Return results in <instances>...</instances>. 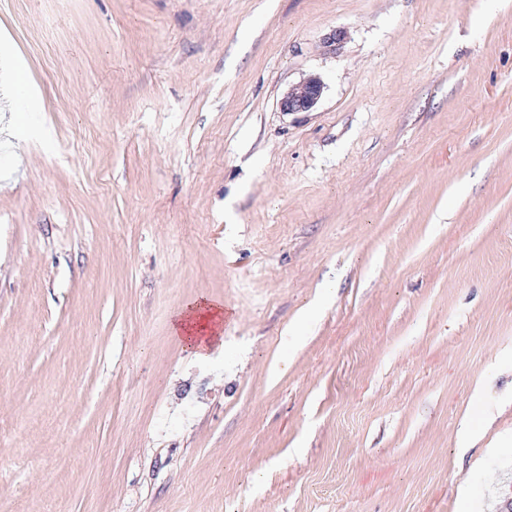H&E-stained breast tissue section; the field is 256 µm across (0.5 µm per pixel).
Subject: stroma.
I'll use <instances>...</instances> for the list:
<instances>
[{
  "label": "stroma",
  "mask_w": 512,
  "mask_h": 512,
  "mask_svg": "<svg viewBox=\"0 0 512 512\" xmlns=\"http://www.w3.org/2000/svg\"><path fill=\"white\" fill-rule=\"evenodd\" d=\"M4 58L0 512L512 507V0H0ZM324 83L318 76H308L299 83L292 85L279 101L281 112H309L319 103ZM213 305L207 302H196L189 310L182 314L177 323L176 330L186 345L191 349L199 348L204 340L203 331L208 327V320L214 310ZM219 312L221 309L217 308Z\"/></svg>",
  "instance_id": "35a3bbf8"
}]
</instances>
